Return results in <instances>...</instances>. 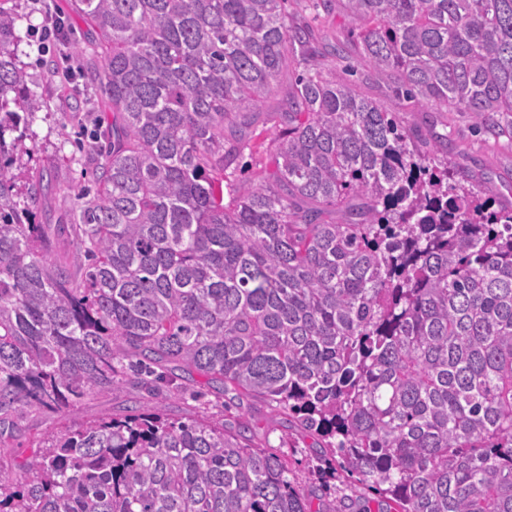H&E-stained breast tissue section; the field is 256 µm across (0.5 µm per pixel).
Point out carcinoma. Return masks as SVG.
Returning <instances> with one entry per match:
<instances>
[{"label": "carcinoma", "instance_id": "carcinoma-1", "mask_svg": "<svg viewBox=\"0 0 512 512\" xmlns=\"http://www.w3.org/2000/svg\"><path fill=\"white\" fill-rule=\"evenodd\" d=\"M0 0V512H350L296 488L238 410L182 421L205 379L295 418L378 512H512V203L438 138L336 79L288 0H68L101 68L93 186L33 223L12 169L43 105ZM417 109L512 145V0H316ZM288 78L276 107L259 104ZM271 125L275 170L229 180ZM229 191H224V188ZM229 201H224V196ZM79 267L53 257L49 229ZM125 379L143 404L29 438ZM216 405V400L214 396L210 394H206L204 397H201L199 400H195L190 396V391H188L182 398H175L169 401V405L167 407V413L173 417L184 418L193 415H209L213 416L216 420L222 421L232 420L231 416H235L237 414V410L235 407H231L228 411L223 412V407ZM194 408H197L194 410ZM198 412L194 414V412ZM224 415V417H223Z\"/></svg>", "mask_w": 512, "mask_h": 512}]
</instances>
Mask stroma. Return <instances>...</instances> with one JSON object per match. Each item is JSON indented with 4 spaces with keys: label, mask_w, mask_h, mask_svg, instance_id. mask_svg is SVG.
Returning <instances> with one entry per match:
<instances>
[{
    "label": "stroma",
    "mask_w": 512,
    "mask_h": 512,
    "mask_svg": "<svg viewBox=\"0 0 512 512\" xmlns=\"http://www.w3.org/2000/svg\"><path fill=\"white\" fill-rule=\"evenodd\" d=\"M18 17L17 64L26 75L27 85L43 101L30 126L26 145L29 149L13 169L18 191H25L32 172L46 170L51 186L42 200L37 221L41 224L64 222L74 195L90 178L84 147L96 142L99 127L96 116L99 102L94 89L79 76L81 58H71L72 73L62 78V63L58 46L49 51L38 49V36L47 16L65 12L66 0H10ZM324 26L332 42L341 44L343 58L336 62V77L356 83L359 90L372 100L383 102L407 125L434 126L437 133L446 135L447 143L437 156L447 159L456 170L475 175L485 182L490 194L499 200L512 202V149L495 146L474 132L471 119L465 112H420L409 102L393 96L383 76L368 74L367 68L353 48L343 17L331 16ZM135 389L120 384L112 394H90L67 416L46 411H27L21 421L25 436L46 431L64 424L77 427L105 415L124 413L135 396ZM260 437L269 446L283 448L288 460V478L296 486L306 487L316 479L311 467L318 453L312 439L288 443V417L270 407H261L250 416Z\"/></svg>",
    "instance_id": "stroma-1"
}]
</instances>
